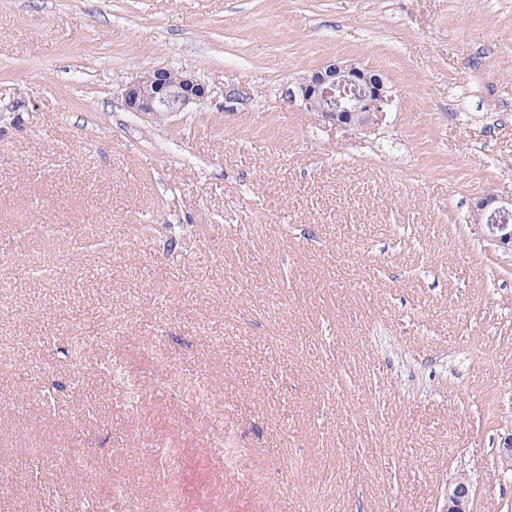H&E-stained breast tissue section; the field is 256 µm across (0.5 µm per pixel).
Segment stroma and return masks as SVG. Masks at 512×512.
<instances>
[{
    "label": "stroma",
    "instance_id": "stroma-1",
    "mask_svg": "<svg viewBox=\"0 0 512 512\" xmlns=\"http://www.w3.org/2000/svg\"><path fill=\"white\" fill-rule=\"evenodd\" d=\"M338 57L392 89L369 127L283 99ZM157 68L208 97L127 111ZM491 193L512 198V0H0V512L115 482L133 512H437L460 471L499 512ZM200 377L221 419L180 396ZM50 383L48 413L27 392Z\"/></svg>",
    "mask_w": 512,
    "mask_h": 512
}]
</instances>
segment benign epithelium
Listing matches in <instances>:
<instances>
[{"instance_id": "7a95c632", "label": "benign epithelium", "mask_w": 512, "mask_h": 512, "mask_svg": "<svg viewBox=\"0 0 512 512\" xmlns=\"http://www.w3.org/2000/svg\"><path fill=\"white\" fill-rule=\"evenodd\" d=\"M208 96L207 86L192 74L167 69L147 71L124 88L130 112L153 117L172 116L198 105ZM288 104L316 112L334 125H367L376 120L391 99L384 79L353 62L338 60L290 83ZM512 213V199L488 194L477 202L476 216L500 219ZM491 240L512 246V224L486 225ZM473 483L465 473L446 484L438 512H470Z\"/></svg>"}]
</instances>
